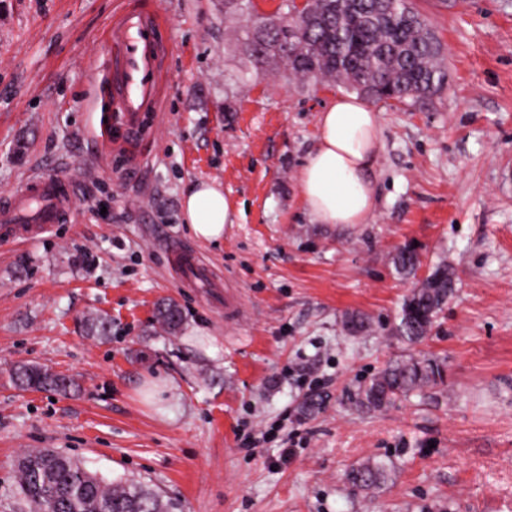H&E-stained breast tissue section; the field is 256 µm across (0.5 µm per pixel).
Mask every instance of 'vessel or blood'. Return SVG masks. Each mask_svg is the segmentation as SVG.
<instances>
[{"label":"vessel or blood","mask_w":512,"mask_h":512,"mask_svg":"<svg viewBox=\"0 0 512 512\" xmlns=\"http://www.w3.org/2000/svg\"><path fill=\"white\" fill-rule=\"evenodd\" d=\"M111 67L103 74L112 89L115 110L102 130L104 137L120 133L137 138L141 114L156 103L165 54L155 19L128 12L112 25L107 46ZM75 202L72 183L52 176L34 175L0 206V235L30 241L64 221Z\"/></svg>","instance_id":"b4317fda"}]
</instances>
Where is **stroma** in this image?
Instances as JSON below:
<instances>
[{"mask_svg":"<svg viewBox=\"0 0 512 512\" xmlns=\"http://www.w3.org/2000/svg\"><path fill=\"white\" fill-rule=\"evenodd\" d=\"M413 3L444 46L449 87L376 104L378 203L370 223L346 226L311 222L297 183L345 86L254 69L237 39L286 0H253L247 15L224 0H0V202L34 173L77 189L35 244L0 238V512H21L13 476L30 448L143 481L172 512H512V0ZM132 9L158 19L163 81L143 140L106 152L92 103L110 96L91 71ZM203 180L242 210L218 244L182 219ZM411 243L409 280L392 259ZM176 249L205 281L177 273ZM443 261L453 293L408 344L401 304ZM164 300L183 310L173 334L155 318ZM349 313L368 332L346 333ZM96 314L111 339L86 334ZM408 357L442 362L444 385L358 412L359 386ZM27 363L76 390L18 389L11 371ZM369 459L389 466L386 483L350 492L347 471Z\"/></svg>","mask_w":512,"mask_h":512,"instance_id":"obj_1","label":"stroma"}]
</instances>
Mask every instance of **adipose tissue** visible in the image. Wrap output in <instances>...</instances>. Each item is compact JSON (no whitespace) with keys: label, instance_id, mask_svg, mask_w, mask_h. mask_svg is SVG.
<instances>
[{"label":"adipose tissue","instance_id":"obj_1","mask_svg":"<svg viewBox=\"0 0 512 512\" xmlns=\"http://www.w3.org/2000/svg\"><path fill=\"white\" fill-rule=\"evenodd\" d=\"M314 149L300 168L306 212L318 224H365L377 199L378 114L364 98L340 95L320 112ZM235 210L216 183L194 184L182 201L184 222L202 241L219 242Z\"/></svg>","mask_w":512,"mask_h":512}]
</instances>
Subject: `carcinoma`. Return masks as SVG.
Segmentation results:
<instances>
[{
  "mask_svg": "<svg viewBox=\"0 0 512 512\" xmlns=\"http://www.w3.org/2000/svg\"><path fill=\"white\" fill-rule=\"evenodd\" d=\"M266 33L245 32V45L257 69L282 60L302 80L319 77L342 83L376 102L406 103L430 99L448 87L442 44L411 0H315L307 17L276 24ZM397 272L415 276L419 255L404 247L394 257ZM454 288L448 264L435 266L405 296L397 325L409 344L430 333ZM157 321L175 333L181 325L176 303H161ZM88 331L108 337L112 320L87 318ZM14 384L26 389L67 391L73 381L35 364L13 368ZM443 364L432 359L396 360L359 387L354 404L362 412L388 406L428 386L444 383ZM17 491L25 512H169L167 504L135 480L107 483L78 460L42 448L30 450L16 467ZM388 477L386 464L367 461L346 475L354 489L373 492Z\"/></svg>",
  "mask_w": 512,
  "mask_h": 512,
  "instance_id": "cac0c4a2",
  "label": "carcinoma"
}]
</instances>
